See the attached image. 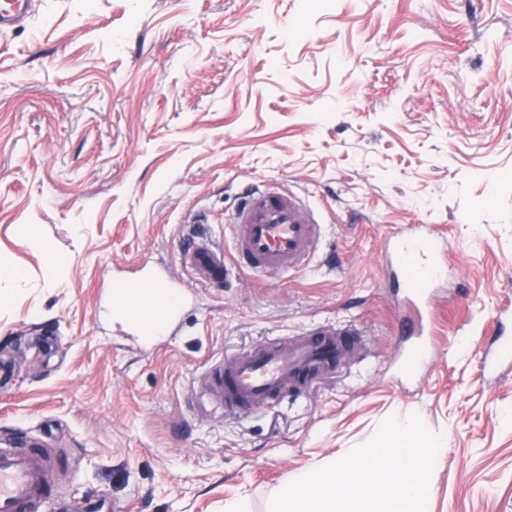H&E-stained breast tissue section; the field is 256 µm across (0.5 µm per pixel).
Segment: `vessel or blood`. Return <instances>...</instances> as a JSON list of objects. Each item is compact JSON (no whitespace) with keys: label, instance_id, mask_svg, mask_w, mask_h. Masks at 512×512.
I'll use <instances>...</instances> for the list:
<instances>
[{"label":"vessel or blood","instance_id":"1","mask_svg":"<svg viewBox=\"0 0 512 512\" xmlns=\"http://www.w3.org/2000/svg\"><path fill=\"white\" fill-rule=\"evenodd\" d=\"M32 0H0V33L24 26ZM234 257L205 234L195 237L185 255L189 277L218 285L254 272L267 278L305 268L314 253L321 220L304 192L278 186L247 190L228 219ZM446 234L425 224L390 231L385 237V265L401 276L405 294L398 305L415 338L398 352L401 362L424 359L429 347L432 290L447 268ZM116 300L134 330L145 336L169 332L183 304L182 284L173 277H142L116 285ZM492 346L485 352L482 374L512 371V303L494 316ZM358 328L336 323L316 326L301 336L277 337L247 352L225 356L204 380L208 394L225 408L252 411L267 406L288 390L302 391L336 373L350 351L358 348ZM69 459L62 448L40 442L0 446V512H99L97 501H78L60 486L55 473Z\"/></svg>","mask_w":512,"mask_h":512}]
</instances>
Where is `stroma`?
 <instances>
[{
	"mask_svg": "<svg viewBox=\"0 0 512 512\" xmlns=\"http://www.w3.org/2000/svg\"><path fill=\"white\" fill-rule=\"evenodd\" d=\"M307 192L310 267L191 289L168 343L111 310L116 269L183 274L192 226L232 255L244 182ZM448 236L427 364L404 375L390 229ZM512 0H35L0 35V440L70 451L58 483L124 512H269L387 418L441 438L430 512H512ZM363 344L256 412L198 382L311 324ZM495 336L481 365V372L487 376H497L512 371V304L507 299L493 318Z\"/></svg>",
	"mask_w": 512,
	"mask_h": 512,
	"instance_id": "35a3bbf8",
	"label": "stroma"
}]
</instances>
